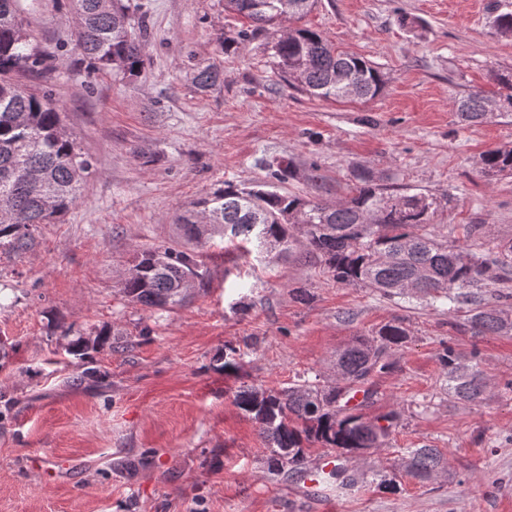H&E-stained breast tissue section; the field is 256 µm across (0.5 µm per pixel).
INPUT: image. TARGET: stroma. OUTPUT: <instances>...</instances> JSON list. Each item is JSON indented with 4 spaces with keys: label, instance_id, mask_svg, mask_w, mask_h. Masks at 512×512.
Returning a JSON list of instances; mask_svg holds the SVG:
<instances>
[{
    "label": "stroma",
    "instance_id": "obj_1",
    "mask_svg": "<svg viewBox=\"0 0 512 512\" xmlns=\"http://www.w3.org/2000/svg\"><path fill=\"white\" fill-rule=\"evenodd\" d=\"M125 2L148 13L144 65L121 79L81 62L69 0H22L55 53L48 77L22 82L53 95L93 166L61 223L38 225L29 249L0 251V512H512V334L471 335L430 299L390 300L336 283L317 260L267 261L227 238L205 249L204 286L186 306L149 310L119 287L134 253L181 243L175 218L194 199L224 181L268 182L279 158L295 165L280 192L334 201L368 176L441 199L432 221L450 243L512 241V175L479 165L512 144V119L467 125L456 110L512 71V37L493 26L512 0H317L300 26L382 74V91L354 102L288 86L271 30L224 0ZM207 65L224 82L202 92L192 74ZM390 322L407 339L363 413L401 417L389 446L350 456L362 483L309 494L299 477L273 475L235 392L330 384L337 350ZM105 326L117 347L66 352L64 330L91 338ZM446 343L476 356L489 382L477 401L449 392ZM234 352L238 368L225 371ZM425 445L448 470L421 483L401 457ZM377 469L397 490L377 486Z\"/></svg>",
    "mask_w": 512,
    "mask_h": 512
}]
</instances>
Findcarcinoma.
Returning a JSON list of instances; mask_svg holds the SVG:
<instances>
[{
    "mask_svg": "<svg viewBox=\"0 0 512 512\" xmlns=\"http://www.w3.org/2000/svg\"><path fill=\"white\" fill-rule=\"evenodd\" d=\"M76 49L96 70L131 78L144 64V46L132 33L127 10L118 16L107 0H71ZM315 0H224V9L242 14L255 29L273 28L300 18ZM281 76L292 86L321 98L371 99L381 90L382 75L369 61L331 47L316 31L289 26L288 37L270 46ZM49 52L30 33L21 0H0V250L23 249L39 224H53L74 205L92 168L63 126L62 112L49 93L35 94L17 80L20 74L50 70ZM224 81L215 67L197 70L193 83L206 91ZM500 91L468 92L458 101L460 119L481 124L512 113V72L497 75ZM488 175L512 174V145L484 153ZM270 177L285 183L293 162L280 159ZM437 199L423 193L393 194L363 179L348 198L328 202L245 188L227 181L200 195L177 219L193 248L163 246L145 250L125 268L121 292L131 303L164 310L182 306L203 284L202 251L217 236L255 238L256 248L276 258L292 253L304 237V254L321 262L339 284L372 288L387 298L417 294L448 306L475 336L512 331V317L481 303L472 292L502 280L512 266V243L495 253L471 252L438 239L432 217ZM407 335L399 323L382 326L372 336L359 335L336 352V381L321 385L305 380L287 388L243 387L236 406L260 427L269 444L270 471L305 473L306 445L336 448V466L324 482L347 490L362 480L343 462L348 454L387 444L399 412L371 421L347 405L350 392L363 403L376 394V380L392 371V353ZM448 389L459 400L478 399L487 380L477 365H463L448 345L439 352ZM437 448H408L402 458L407 476L420 482L445 469Z\"/></svg>",
    "mask_w": 512,
    "mask_h": 512,
    "instance_id": "cac0c4a2",
    "label": "carcinoma"
}]
</instances>
